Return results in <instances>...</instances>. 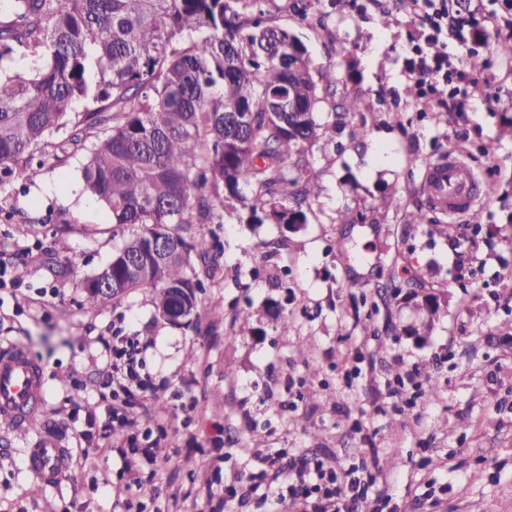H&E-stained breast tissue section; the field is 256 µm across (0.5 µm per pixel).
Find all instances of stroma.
Masks as SVG:
<instances>
[{
	"label": "stroma",
	"instance_id": "obj_1",
	"mask_svg": "<svg viewBox=\"0 0 512 512\" xmlns=\"http://www.w3.org/2000/svg\"><path fill=\"white\" fill-rule=\"evenodd\" d=\"M269 8L302 36L316 67H335L337 96H357L360 108L341 120L331 104L318 111L336 133L307 152L322 191L301 230L250 224L243 210L204 226L224 255L189 325L160 319L148 288L82 307L79 280L98 273L130 230L83 193L78 161L45 168L26 191L9 188L19 216L0 223V261L26 274L0 306V343L22 344L42 366L45 411L31 428L60 438L70 463L56 484H41L24 464L25 436L0 425V512L50 503L56 512H128L111 488L132 458L124 431L111 448L81 437L84 413L102 410L118 331L147 344L146 369L167 407L156 461L142 467L144 512H224L208 497L216 466L237 489L234 512H266L264 493L289 483L264 464L271 448L373 475L369 500L381 489L391 496L383 512H512V280L502 276L512 268V56L499 50L508 38L488 27L474 45L449 39L466 93L424 110L406 69L427 31L399 0ZM472 56L481 70L469 69ZM491 96L494 112L481 106ZM491 142L494 153L483 154ZM448 152L496 192L447 238L421 180ZM417 209L427 223L405 224ZM478 224L499 233L486 239ZM342 236L351 253L331 250ZM394 275L437 296L429 336L412 335L426 317L419 298L393 292ZM245 306L253 329L243 334L234 316ZM279 316L292 318L287 332L276 331ZM228 365L235 379L225 378ZM434 383L440 398L423 405Z\"/></svg>",
	"mask_w": 512,
	"mask_h": 512
}]
</instances>
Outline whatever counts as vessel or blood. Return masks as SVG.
Here are the masks:
<instances>
[{"mask_svg": "<svg viewBox=\"0 0 512 512\" xmlns=\"http://www.w3.org/2000/svg\"><path fill=\"white\" fill-rule=\"evenodd\" d=\"M423 189L431 205L456 217L474 212L479 202L477 179L457 156L448 154L426 166ZM43 400V369L32 361L23 347L0 350V423L18 427L37 413ZM68 454L50 436L30 443L26 463L43 482L57 480L67 468Z\"/></svg>", "mask_w": 512, "mask_h": 512, "instance_id": "obj_1", "label": "vessel or blood"}]
</instances>
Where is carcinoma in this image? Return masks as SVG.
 Masks as SVG:
<instances>
[{"label":"carcinoma","instance_id":"1","mask_svg":"<svg viewBox=\"0 0 512 512\" xmlns=\"http://www.w3.org/2000/svg\"><path fill=\"white\" fill-rule=\"evenodd\" d=\"M265 2L0 4V188L80 157L84 192L135 229L78 283L83 306L151 288L165 320L177 290L192 316L223 255L201 228L224 223V209L251 224L307 223L321 186L305 145L333 140L316 112L336 95V68L316 70ZM18 51L40 66L1 65Z\"/></svg>","mask_w":512,"mask_h":512}]
</instances>
